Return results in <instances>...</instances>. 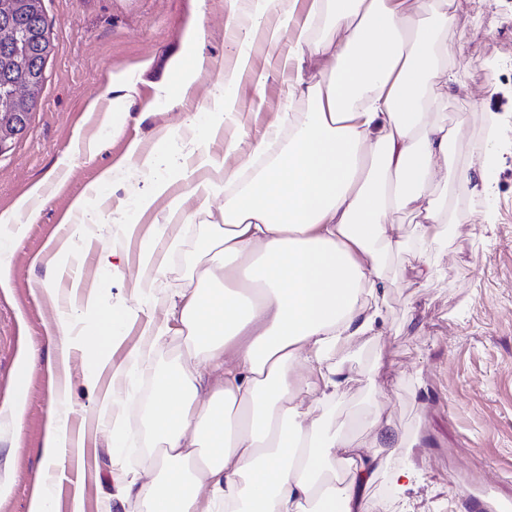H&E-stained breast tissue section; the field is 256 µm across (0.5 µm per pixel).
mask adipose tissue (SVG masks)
<instances>
[{
  "label": "adipose tissue",
  "instance_id": "1",
  "mask_svg": "<svg viewBox=\"0 0 512 512\" xmlns=\"http://www.w3.org/2000/svg\"><path fill=\"white\" fill-rule=\"evenodd\" d=\"M460 34L456 0H308L302 19L268 31L290 45L279 68L312 64L289 92L304 110L277 113L249 176L193 187L224 208L203 231L201 268L144 327L148 346L174 342L179 354L154 375L159 448L121 480L127 512H367L379 474L412 488L414 471L385 469L379 454L403 438L356 441L323 420L351 381L347 362L387 329L383 257L412 251L416 276L431 277L449 225L467 217L459 199L498 162L489 151L459 168L460 128L436 117L458 80L448 56ZM405 212L407 236L394 221ZM95 303L88 292L59 320L60 351L79 333L95 370L127 378L144 351L113 365L100 351L112 323L91 315ZM85 445L55 407L43 467Z\"/></svg>",
  "mask_w": 512,
  "mask_h": 512
}]
</instances>
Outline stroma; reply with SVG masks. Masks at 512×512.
Instances as JSON below:
<instances>
[{
	"mask_svg": "<svg viewBox=\"0 0 512 512\" xmlns=\"http://www.w3.org/2000/svg\"><path fill=\"white\" fill-rule=\"evenodd\" d=\"M53 51L46 81L26 134L0 155V211L10 209L34 183L44 182V201L34 218L20 216L24 232L12 259L8 286L0 287V415L9 414L16 392L17 364L29 348L39 360L25 384L21 435L0 432V512H27L28 499L44 472L40 447L58 378H67V407L74 432H88L83 455L65 451L51 473L58 512H71L81 493L83 512H104L118 492L113 434L100 425L96 392L111 387L112 413L129 419L125 459L134 468L153 454L156 439L144 411L152 396L156 367L177 353L176 345L151 350L131 383L95 376L80 350L60 364L55 325L62 309L79 305L84 290L96 289L100 317L111 319L113 364L143 342L147 318L162 320L164 300L181 288L200 256L201 225L213 223L223 197L199 207L194 184L245 169L251 145L278 112L288 107L290 73L275 64L263 36L250 47L251 65L265 74L263 85L242 80L236 110L215 135L205 116L221 109L220 83L235 65L236 36L229 13L247 17L249 0H43ZM205 12L202 44L210 66L191 86L182 72L193 59L183 48L185 29L197 10ZM462 37L448 65L460 74L442 119L461 123L453 148L460 166H473L479 151L492 149L502 162L488 176V193L468 198L465 223L451 225L448 244L432 280L414 277L409 255L386 261L390 288L389 328L352 366L353 380L325 417L327 431L362 438L360 419L379 417L386 430L405 436L408 447L388 460L409 467L417 484L406 493L377 478L369 489V512H482L512 505V0H466L460 9ZM179 96L168 107L164 92ZM129 105L116 135L102 136L112 100ZM485 100L497 116V137L487 141L473 99ZM101 141L99 152H83ZM136 157H129L130 145ZM188 179L140 211L136 194L173 167ZM112 182L93 194L103 169ZM104 223L85 222L75 200ZM190 217L174 223L171 200ZM85 211V212H86ZM173 224L175 242L155 237L159 224ZM69 239L68 272L57 275L53 255ZM112 251L111 267L101 263ZM165 256L163 268L142 264L145 251ZM56 288L49 301L44 287Z\"/></svg>",
	"mask_w": 512,
	"mask_h": 512,
	"instance_id": "stroma-1",
	"label": "stroma"
}]
</instances>
